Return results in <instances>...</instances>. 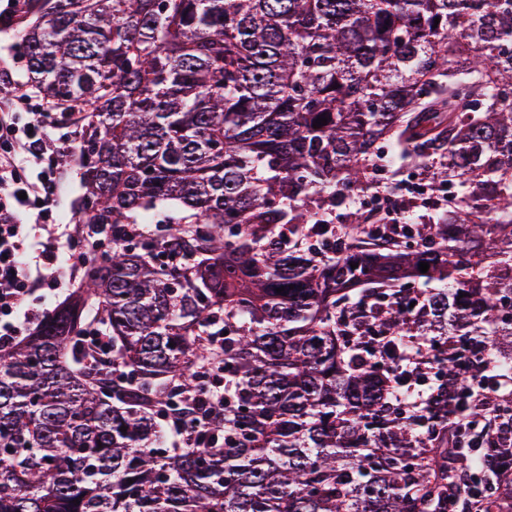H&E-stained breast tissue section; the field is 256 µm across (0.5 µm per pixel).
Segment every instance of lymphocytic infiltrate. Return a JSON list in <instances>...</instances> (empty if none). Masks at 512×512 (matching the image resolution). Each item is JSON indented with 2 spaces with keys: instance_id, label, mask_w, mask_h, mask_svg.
Wrapping results in <instances>:
<instances>
[{
  "instance_id": "1",
  "label": "lymphocytic infiltrate",
  "mask_w": 512,
  "mask_h": 512,
  "mask_svg": "<svg viewBox=\"0 0 512 512\" xmlns=\"http://www.w3.org/2000/svg\"><path fill=\"white\" fill-rule=\"evenodd\" d=\"M42 112L18 123L0 113V344L12 342L38 317L26 300L38 288L62 286L59 252L67 250L73 273L86 271L96 241L89 229L67 232L64 246L37 240L55 202L57 161L67 143L54 139Z\"/></svg>"
}]
</instances>
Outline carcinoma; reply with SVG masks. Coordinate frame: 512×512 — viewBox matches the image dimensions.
<instances>
[{
  "instance_id": "1",
  "label": "carcinoma",
  "mask_w": 512,
  "mask_h": 512,
  "mask_svg": "<svg viewBox=\"0 0 512 512\" xmlns=\"http://www.w3.org/2000/svg\"><path fill=\"white\" fill-rule=\"evenodd\" d=\"M30 11L32 87L85 112L80 213L112 239L0 345V512H512V0ZM377 143L446 210L336 229Z\"/></svg>"
}]
</instances>
